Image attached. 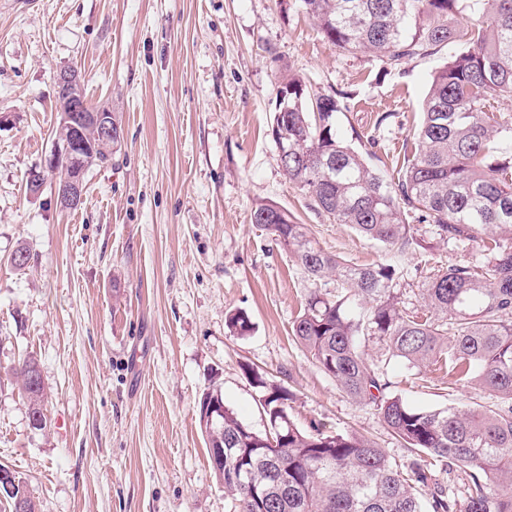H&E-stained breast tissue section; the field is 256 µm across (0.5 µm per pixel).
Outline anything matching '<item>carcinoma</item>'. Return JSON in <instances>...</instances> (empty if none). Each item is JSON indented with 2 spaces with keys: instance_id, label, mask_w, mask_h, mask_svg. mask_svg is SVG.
Segmentation results:
<instances>
[{
  "instance_id": "obj_1",
  "label": "carcinoma",
  "mask_w": 512,
  "mask_h": 512,
  "mask_svg": "<svg viewBox=\"0 0 512 512\" xmlns=\"http://www.w3.org/2000/svg\"><path fill=\"white\" fill-rule=\"evenodd\" d=\"M323 37L346 51L387 64L450 43L462 44L434 73L422 103L414 154L398 181L370 166L337 129L343 106L310 92L298 76L284 80L272 137L284 175L336 224L394 253L421 246L409 220L429 224L443 242L478 244L483 261L450 264L422 289L440 318L400 306L390 264L352 267L323 250L305 224L261 201L275 220L262 224L308 279L336 277L340 291L311 293L291 333L297 344L347 396L379 411L389 431L413 455L404 468L374 440L328 434L289 420L292 393L265 396L268 422L280 425L279 447L224 407L221 444L230 512H512V120L491 110V99L512 98V0H299ZM228 328L251 330L235 312ZM379 342L386 360L408 368L446 371L448 384H479L493 409H421L391 392L361 341ZM32 357L15 374L28 406L45 411L31 387ZM469 472L463 495L450 496L436 470Z\"/></svg>"
}]
</instances>
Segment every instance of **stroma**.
Here are the masks:
<instances>
[{
	"label": "stroma",
	"mask_w": 512,
	"mask_h": 512,
	"mask_svg": "<svg viewBox=\"0 0 512 512\" xmlns=\"http://www.w3.org/2000/svg\"><path fill=\"white\" fill-rule=\"evenodd\" d=\"M453 51L392 66L344 51L299 0H0V465L42 512H229L197 417L213 381L253 430L265 428L259 376L293 393L298 428L357 432L409 463L375 408L341 392L291 337L311 292L335 293L336 280H308L251 213L273 202L349 265L394 264L401 307L423 310L429 278L481 261L476 244L420 224L425 247L391 253L329 221L284 176L269 127L283 75L298 74L343 96L342 138L397 174ZM70 65L89 105L123 128L74 210L53 187L26 188L53 148L54 76ZM20 248L21 269L11 262ZM239 311L252 323L243 337L226 325ZM365 352L416 407L494 404L478 386L386 362L377 343ZM28 355L47 391L42 431L11 373Z\"/></svg>",
	"instance_id": "obj_1"
}]
</instances>
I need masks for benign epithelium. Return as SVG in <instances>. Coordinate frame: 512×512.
Masks as SVG:
<instances>
[{
	"instance_id": "7a95c632",
	"label": "benign epithelium",
	"mask_w": 512,
	"mask_h": 512,
	"mask_svg": "<svg viewBox=\"0 0 512 512\" xmlns=\"http://www.w3.org/2000/svg\"><path fill=\"white\" fill-rule=\"evenodd\" d=\"M58 89L69 91L67 97L59 106L61 116L60 136L54 140L51 155L46 165L28 174V190L37 195L45 185L44 175L48 170L56 168L63 160L73 166V173L57 190L60 205L66 209L77 208L84 199L86 185L82 179L79 167L91 163V158L77 152L78 145L70 141L72 133H91L93 142L98 147L112 148L115 132L112 131V117L105 111H93L82 95L83 77L81 71L74 66L59 70L56 75ZM224 420V403L220 400L206 401L202 406V427L209 431L219 426Z\"/></svg>"
}]
</instances>
